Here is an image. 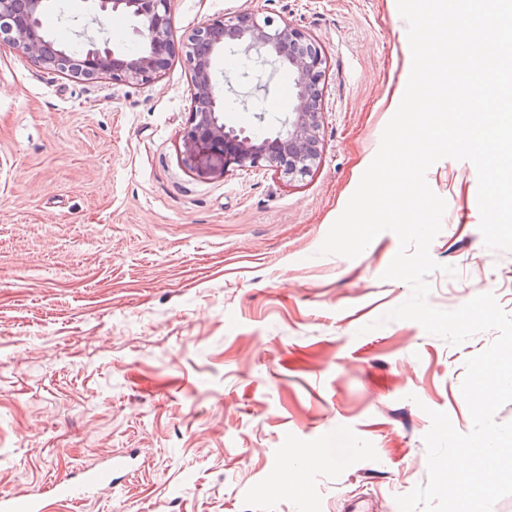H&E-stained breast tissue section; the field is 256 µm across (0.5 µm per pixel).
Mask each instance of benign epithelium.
<instances>
[{
    "label": "benign epithelium",
    "mask_w": 512,
    "mask_h": 512,
    "mask_svg": "<svg viewBox=\"0 0 512 512\" xmlns=\"http://www.w3.org/2000/svg\"><path fill=\"white\" fill-rule=\"evenodd\" d=\"M98 18L129 15L138 24L137 51H115L92 37L78 50L42 30L46 0H0V38L39 66L63 76L93 81L146 84L158 79L175 53L171 0H95ZM247 61L268 63L288 72L294 98L292 112L279 127L248 132L226 122L215 85V58L227 48ZM181 53L191 74L193 107L183 138L191 168L196 152L205 150L224 160V170H272L294 180L320 161V114L326 62L322 51L301 29L251 12L209 19L187 32Z\"/></svg>",
    "instance_id": "benign-epithelium-1"
}]
</instances>
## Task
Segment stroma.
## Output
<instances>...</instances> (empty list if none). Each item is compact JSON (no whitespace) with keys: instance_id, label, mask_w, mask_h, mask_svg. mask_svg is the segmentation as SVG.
Masks as SVG:
<instances>
[{"instance_id":"stroma-1","label":"stroma","mask_w":512,"mask_h":512,"mask_svg":"<svg viewBox=\"0 0 512 512\" xmlns=\"http://www.w3.org/2000/svg\"><path fill=\"white\" fill-rule=\"evenodd\" d=\"M176 36L225 14L294 22L327 60L320 163L289 181L183 163L190 72L82 81L0 45V494L31 495L112 454L142 468L73 512H375L428 480L429 410L472 421L466 360L496 331L454 346L409 320L366 324L410 287L382 274L380 233L356 258L318 250L375 157L407 61L396 0H172ZM90 0H55L63 42ZM227 121L291 112L287 73L214 63ZM445 199L430 254L431 306L493 293L512 314V251L485 247L477 172H427ZM458 269V277L444 266Z\"/></svg>"}]
</instances>
